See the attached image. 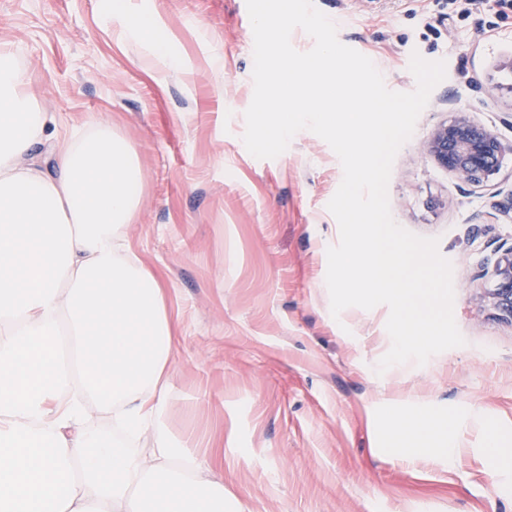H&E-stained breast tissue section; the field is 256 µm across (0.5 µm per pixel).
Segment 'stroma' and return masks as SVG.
<instances>
[{
	"instance_id": "1",
	"label": "stroma",
	"mask_w": 512,
	"mask_h": 512,
	"mask_svg": "<svg viewBox=\"0 0 512 512\" xmlns=\"http://www.w3.org/2000/svg\"><path fill=\"white\" fill-rule=\"evenodd\" d=\"M113 0H0V52L41 83L39 104L71 132L108 122L133 148L140 205L122 234L161 275L180 343L165 421L172 436L224 456V490L247 512H512V321L480 305L487 257L512 247V154L493 188L459 183L423 149L454 111L512 143V12L454 15L445 0H314L381 72L410 92L412 53L446 63L388 196L394 220L435 237L453 266L464 346L376 373L389 309L332 316L327 205L339 158L311 131L273 159L242 142L254 92L246 0H129L161 21L180 71L145 72L121 42ZM499 87L489 99L490 87ZM423 404L419 418L406 406ZM402 426L453 430L455 458L390 452ZM505 448L495 455L492 439Z\"/></svg>"
}]
</instances>
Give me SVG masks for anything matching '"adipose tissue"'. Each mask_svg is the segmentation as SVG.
I'll return each mask as SVG.
<instances>
[{
  "label": "adipose tissue",
  "mask_w": 512,
  "mask_h": 512,
  "mask_svg": "<svg viewBox=\"0 0 512 512\" xmlns=\"http://www.w3.org/2000/svg\"><path fill=\"white\" fill-rule=\"evenodd\" d=\"M156 24L131 13L123 34L177 69ZM92 127L67 136L0 55V512H245L227 500L219 455L176 445L165 427L179 338L159 276L120 231L139 168L124 140ZM43 139L51 175L24 162ZM88 398L124 438L86 429ZM148 434L145 456L136 445Z\"/></svg>",
  "instance_id": "obj_1"
}]
</instances>
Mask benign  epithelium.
<instances>
[{"label":"benign epithelium","instance_id":"1","mask_svg":"<svg viewBox=\"0 0 512 512\" xmlns=\"http://www.w3.org/2000/svg\"><path fill=\"white\" fill-rule=\"evenodd\" d=\"M425 151L458 181L482 186L499 173L504 156L512 154V145L459 111L435 127ZM483 277L489 286L483 288L479 301L512 321V247L484 263Z\"/></svg>","mask_w":512,"mask_h":512}]
</instances>
